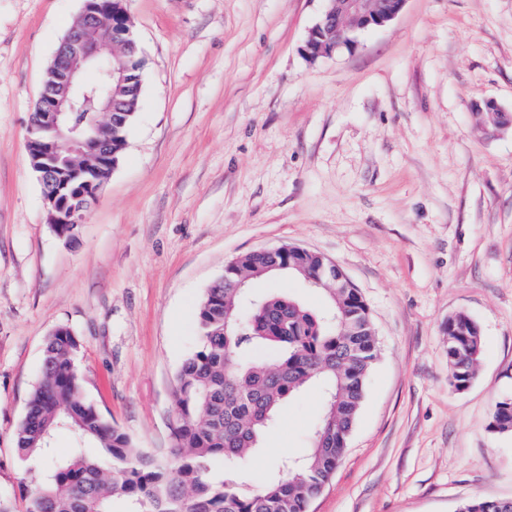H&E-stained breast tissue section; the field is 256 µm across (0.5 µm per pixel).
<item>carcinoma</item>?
<instances>
[{
	"instance_id": "1",
	"label": "carcinoma",
	"mask_w": 512,
	"mask_h": 512,
	"mask_svg": "<svg viewBox=\"0 0 512 512\" xmlns=\"http://www.w3.org/2000/svg\"><path fill=\"white\" fill-rule=\"evenodd\" d=\"M112 41L118 60L132 67V75H143L142 54L122 36ZM112 97L124 103L112 131L115 164L138 104L124 86L112 85ZM274 261L290 264V276L300 280L318 276L326 285L334 283L319 275L326 258L297 246L286 256L250 252L224 268L197 307V343L176 375L173 463L162 464L135 447L87 400L77 365L80 343L70 330L47 339L41 375L16 432L17 447L26 456L48 459L55 431L67 428L102 452L88 456L77 448L71 457L53 461L30 492L25 512H113L116 498L126 502V512H309L346 448L377 357V338L370 332L368 307L351 285L330 289L331 303L323 310L282 292L248 306L238 281L268 277L265 267ZM481 351L476 322L462 312L448 318L455 389L472 383ZM311 384L322 390L324 407L304 455L281 458L278 475L252 492L233 479L212 477L217 461L242 470L281 407ZM488 428L512 434V397L495 402ZM460 512H512V502L473 498Z\"/></svg>"
}]
</instances>
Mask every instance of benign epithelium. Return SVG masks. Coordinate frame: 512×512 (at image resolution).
<instances>
[{
  "label": "benign epithelium",
  "mask_w": 512,
  "mask_h": 512,
  "mask_svg": "<svg viewBox=\"0 0 512 512\" xmlns=\"http://www.w3.org/2000/svg\"><path fill=\"white\" fill-rule=\"evenodd\" d=\"M326 7L310 29L303 48L314 61L357 45V34L386 26L402 10L406 0H325ZM103 15L98 0H84V7L66 33L50 70L55 81L44 85L32 115L29 130V162L43 185V196L51 224L81 226L85 213L94 204L106 179L100 170L112 158V127L100 122L98 113L88 120L74 121L79 103L92 102L81 80L84 69L94 66L107 83L102 108L110 113L113 82L124 80L123 69L111 60L112 41L96 36Z\"/></svg>",
  "instance_id": "benign-epithelium-1"
}]
</instances>
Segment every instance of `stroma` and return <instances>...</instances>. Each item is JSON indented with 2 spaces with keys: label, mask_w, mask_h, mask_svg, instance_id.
<instances>
[{
  "label": "stroma",
  "mask_w": 512,
  "mask_h": 512,
  "mask_svg": "<svg viewBox=\"0 0 512 512\" xmlns=\"http://www.w3.org/2000/svg\"><path fill=\"white\" fill-rule=\"evenodd\" d=\"M146 65L126 149L78 234L56 236L27 136L82 0H0V501L46 475L15 432L58 328L84 393L140 448L175 458L176 373L225 265L293 245L366 300L378 358L345 453L310 512H458L512 500V0H406L354 50L302 52L325 0H127ZM483 341L450 384L448 318ZM322 403L283 409L247 470L305 453ZM488 428L494 434H512V397L495 402ZM460 512H512V501L473 498L464 502Z\"/></svg>",
  "instance_id": "obj_1"
}]
</instances>
